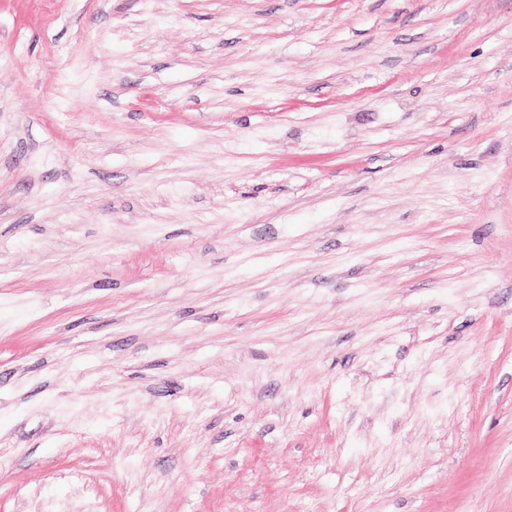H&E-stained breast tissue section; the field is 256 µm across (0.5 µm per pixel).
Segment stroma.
<instances>
[{
    "instance_id": "1",
    "label": "stroma",
    "mask_w": 512,
    "mask_h": 512,
    "mask_svg": "<svg viewBox=\"0 0 512 512\" xmlns=\"http://www.w3.org/2000/svg\"><path fill=\"white\" fill-rule=\"evenodd\" d=\"M0 512H512V0H0Z\"/></svg>"
}]
</instances>
